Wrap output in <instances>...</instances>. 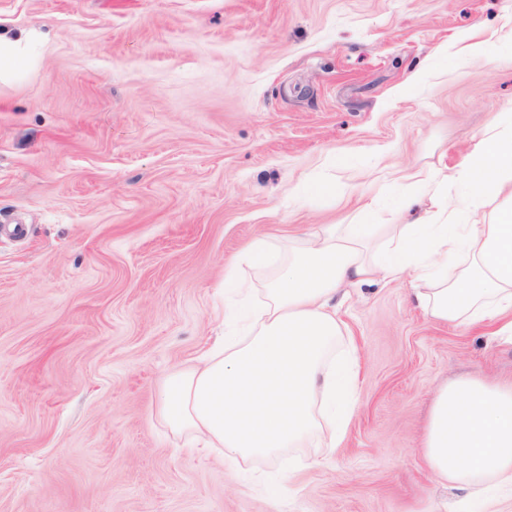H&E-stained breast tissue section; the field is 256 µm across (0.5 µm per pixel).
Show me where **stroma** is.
Wrapping results in <instances>:
<instances>
[{
  "mask_svg": "<svg viewBox=\"0 0 512 512\" xmlns=\"http://www.w3.org/2000/svg\"><path fill=\"white\" fill-rule=\"evenodd\" d=\"M31 26L0 87V512H460L422 454L432 394L512 381V349L407 279L338 309L359 369L332 454L232 466L152 410L222 335L250 239L393 207L512 113V0H0ZM43 42L44 34L35 27L15 37L0 34V82L23 76L32 66L36 50Z\"/></svg>",
  "mask_w": 512,
  "mask_h": 512,
  "instance_id": "obj_1",
  "label": "stroma"
}]
</instances>
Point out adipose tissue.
Instances as JSON below:
<instances>
[{"mask_svg":"<svg viewBox=\"0 0 512 512\" xmlns=\"http://www.w3.org/2000/svg\"><path fill=\"white\" fill-rule=\"evenodd\" d=\"M43 42L35 27L0 34V82L23 76ZM422 185L413 181L385 215L369 202L352 224L250 240L241 260L259 280L225 270L233 317L224 340L166 378L155 415L230 462L305 446L335 451L356 410L358 356L335 306L350 284L411 278L432 320L490 324L512 345V113H499L454 174L436 182L432 210L405 222ZM455 187L463 195L452 205ZM423 458L481 512H498L492 488L512 492V383L465 376L442 386Z\"/></svg>","mask_w":512,"mask_h":512,"instance_id":"obj_1","label":"adipose tissue"}]
</instances>
